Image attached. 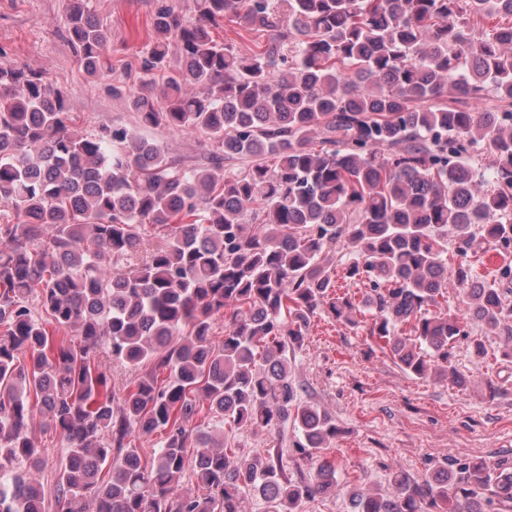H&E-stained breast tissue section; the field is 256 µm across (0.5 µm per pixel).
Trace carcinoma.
Wrapping results in <instances>:
<instances>
[{"mask_svg":"<svg viewBox=\"0 0 512 512\" xmlns=\"http://www.w3.org/2000/svg\"><path fill=\"white\" fill-rule=\"evenodd\" d=\"M194 8L188 20L161 0L137 87L110 91L143 129L205 135L206 166L124 125L82 133L43 72L0 67V204L12 213L0 223V512H45L35 407L66 442L58 512H244L252 492L267 512H303L336 490L322 456L336 421L301 400L288 358L319 311L368 327L407 375L465 389L454 349L469 342L478 362L487 349L436 310L456 293L505 332L512 362V266L478 273L490 248L512 250V110L468 107L512 100V0ZM223 19L264 46L219 43ZM64 24L79 67L99 76L112 33L90 0H68ZM479 149L494 157L488 173L466 161ZM242 158L244 172L224 165ZM340 242L354 256L336 255ZM341 263L363 296L335 290ZM102 350L145 369L121 398ZM204 410L208 431L190 425ZM226 423L278 440L242 454L225 445ZM290 424L310 479L288 477ZM154 433L164 439L147 461L132 436ZM351 505L512 512V458L449 461L420 481L397 473Z\"/></svg>","mask_w":512,"mask_h":512,"instance_id":"obj_1","label":"carcinoma"}]
</instances>
